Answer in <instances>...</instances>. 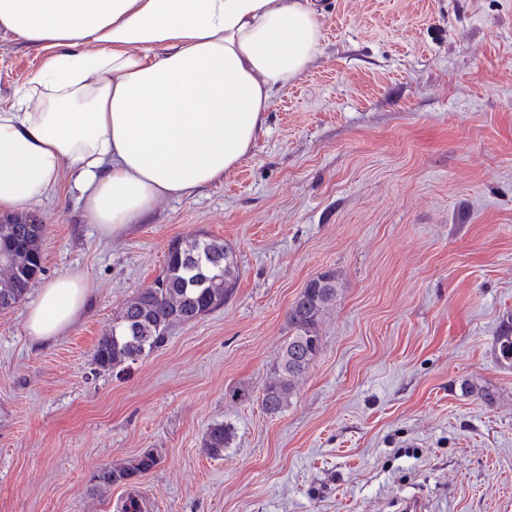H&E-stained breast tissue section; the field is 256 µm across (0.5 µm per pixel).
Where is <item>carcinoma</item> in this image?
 <instances>
[{
    "label": "carcinoma",
    "mask_w": 512,
    "mask_h": 512,
    "mask_svg": "<svg viewBox=\"0 0 512 512\" xmlns=\"http://www.w3.org/2000/svg\"><path fill=\"white\" fill-rule=\"evenodd\" d=\"M44 235L45 225L23 216L0 218V311L25 301L42 274ZM238 275L236 255L223 240L205 234L172 240L154 285L133 294L112 320L110 331L98 340L93 354L96 370L109 372L150 356L163 346L172 325L195 322L224 306ZM337 296L336 276L326 271L310 279L289 307L292 334L281 348L273 380L259 397L265 413L275 415L291 403L299 378L320 350L319 319ZM495 349L501 364L511 367V311L502 316ZM230 440V429L215 423L205 433L203 448L221 457ZM158 461L154 451L146 450L123 466L101 469L94 479L102 486L129 484Z\"/></svg>",
    "instance_id": "obj_1"
}]
</instances>
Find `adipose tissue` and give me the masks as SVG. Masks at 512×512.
Segmentation results:
<instances>
[{
	"label": "adipose tissue",
	"instance_id": "1",
	"mask_svg": "<svg viewBox=\"0 0 512 512\" xmlns=\"http://www.w3.org/2000/svg\"><path fill=\"white\" fill-rule=\"evenodd\" d=\"M321 17L316 0H0V33L39 52L0 107V215L67 170L110 238L223 179L316 57ZM91 294L85 273L58 275L29 302L27 335L61 336Z\"/></svg>",
	"mask_w": 512,
	"mask_h": 512
}]
</instances>
